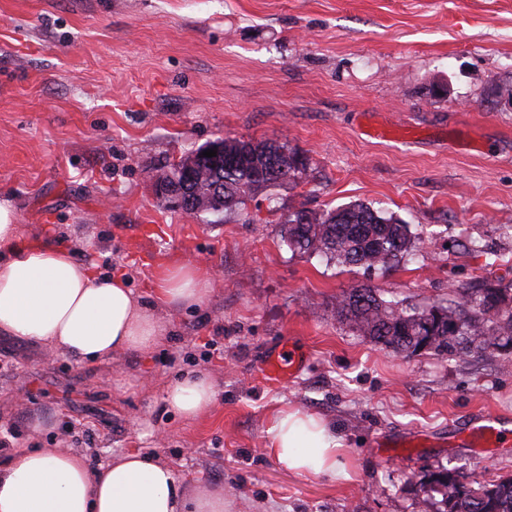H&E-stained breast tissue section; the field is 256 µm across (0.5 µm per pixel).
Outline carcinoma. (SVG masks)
I'll return each instance as SVG.
<instances>
[{"instance_id":"cac0c4a2","label":"carcinoma","mask_w":512,"mask_h":512,"mask_svg":"<svg viewBox=\"0 0 512 512\" xmlns=\"http://www.w3.org/2000/svg\"><path fill=\"white\" fill-rule=\"evenodd\" d=\"M281 160L274 173L269 161ZM307 163L284 145L261 141L244 161L222 165L211 177L224 181V211L246 205V200L287 182L295 185L306 175ZM295 213L282 221L281 238L294 253L319 256L329 263L362 266L367 270L396 267L415 254L416 243L408 224L363 202L323 210L315 224L294 226ZM507 287L469 288L449 306L417 307L403 300L383 299L370 287L353 288L337 298L336 314L382 348L399 353L417 352L424 320L432 322L437 339L431 349L439 354L466 356L488 346L510 348L512 308L495 302L509 297ZM441 495L438 512H512V478L474 488L456 472L443 468L429 480Z\"/></svg>"}]
</instances>
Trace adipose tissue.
I'll return each mask as SVG.
<instances>
[{
    "label": "adipose tissue",
    "instance_id": "ef3b65f1",
    "mask_svg": "<svg viewBox=\"0 0 512 512\" xmlns=\"http://www.w3.org/2000/svg\"><path fill=\"white\" fill-rule=\"evenodd\" d=\"M145 304L123 274L104 275L49 241H24L10 200H0V333L41 343L78 362L145 356L169 336L159 309L202 307L210 283L193 266L161 271ZM215 384L203 372L168 385L164 400L185 420L206 414ZM271 453L288 469L333 476L340 450L327 426L298 410L280 412ZM224 488L187 492L173 467L141 450L91 467L69 449H15L0 459V512H225Z\"/></svg>",
    "mask_w": 512,
    "mask_h": 512
}]
</instances>
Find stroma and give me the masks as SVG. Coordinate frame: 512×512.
Here are the masks:
<instances>
[{
    "instance_id": "stroma-1",
    "label": "stroma",
    "mask_w": 512,
    "mask_h": 512,
    "mask_svg": "<svg viewBox=\"0 0 512 512\" xmlns=\"http://www.w3.org/2000/svg\"><path fill=\"white\" fill-rule=\"evenodd\" d=\"M225 136L287 145L306 181L220 217L158 199L154 175ZM4 197L23 238L75 247L141 299L181 261L212 292L162 311L173 333L147 358L81 364L0 334V457L138 448L187 490L223 486L229 512H436L433 471L512 476V447L452 435L512 421V357L396 353L334 313L363 284L426 307L512 283V0H0ZM354 201L407 222L419 257L367 272L283 243L280 215ZM286 340L305 366L262 379ZM197 371L216 395L190 422L164 397ZM291 407L325 421L345 475L269 453Z\"/></svg>"
}]
</instances>
